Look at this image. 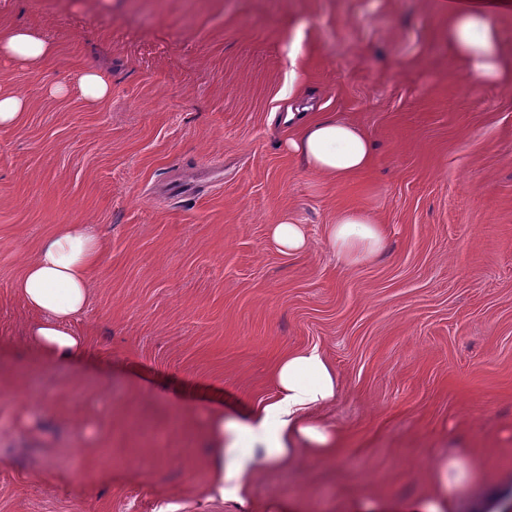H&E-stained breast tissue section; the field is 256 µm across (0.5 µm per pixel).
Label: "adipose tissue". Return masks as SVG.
I'll list each match as a JSON object with an SVG mask.
<instances>
[{"mask_svg": "<svg viewBox=\"0 0 512 512\" xmlns=\"http://www.w3.org/2000/svg\"><path fill=\"white\" fill-rule=\"evenodd\" d=\"M451 17L448 39L471 76L479 81L497 78L501 39L489 14L469 6L452 10ZM51 52L46 40L23 28L0 40V56L30 69ZM284 121L298 126L297 135L286 143L288 151L318 174L339 181L368 167L373 146L357 126L332 116L300 124L291 111ZM325 233L337 259L347 265L375 257L385 240L383 225L357 209L338 213ZM102 256L97 225L64 224L26 262L15 291L35 314L27 336L35 353L61 365L85 356L86 340L71 324L89 303L92 273ZM276 386V398L253 411L248 421H228L218 414L206 432L207 444L216 450L215 479L225 484L227 493H237L258 466L282 465L302 452L330 456L336 451L335 436L315 417L338 390L330 362L315 349L291 351L278 366Z\"/></svg>", "mask_w": 512, "mask_h": 512, "instance_id": "adipose-tissue-1", "label": "adipose tissue"}]
</instances>
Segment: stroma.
<instances>
[{"label": "stroma", "instance_id": "stroma-1", "mask_svg": "<svg viewBox=\"0 0 512 512\" xmlns=\"http://www.w3.org/2000/svg\"><path fill=\"white\" fill-rule=\"evenodd\" d=\"M445 3L0 0V35L53 47L0 57L26 101L0 128V512H406L451 456L496 474L453 512H512V4L478 82ZM290 88L367 133L368 170L332 182L288 153L269 117ZM345 209L384 224L377 258L337 260ZM288 216L304 252L271 237ZM62 224L104 240L70 367L29 349L13 289ZM311 347L339 377L337 455L221 496L212 417L245 418ZM51 45L36 33L19 28L0 40V56L21 67L37 68L51 54ZM80 90L83 96L96 101L106 95L108 86L100 75L96 73H86L81 78Z\"/></svg>", "mask_w": 512, "mask_h": 512}]
</instances>
